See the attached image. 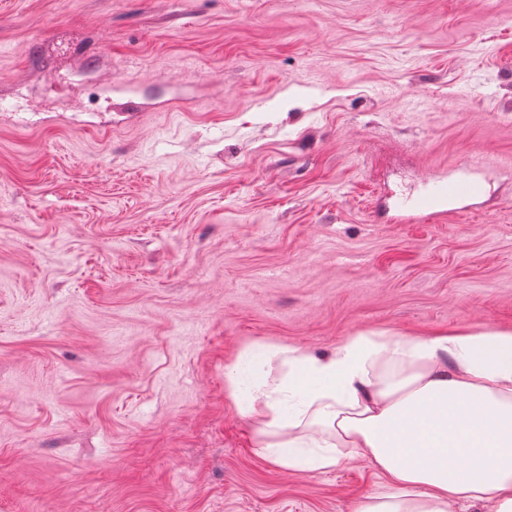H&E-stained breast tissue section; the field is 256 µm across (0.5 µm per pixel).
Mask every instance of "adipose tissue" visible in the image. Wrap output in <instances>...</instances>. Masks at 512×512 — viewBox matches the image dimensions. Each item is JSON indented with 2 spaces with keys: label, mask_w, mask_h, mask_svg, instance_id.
I'll use <instances>...</instances> for the list:
<instances>
[{
  "label": "adipose tissue",
  "mask_w": 512,
  "mask_h": 512,
  "mask_svg": "<svg viewBox=\"0 0 512 512\" xmlns=\"http://www.w3.org/2000/svg\"><path fill=\"white\" fill-rule=\"evenodd\" d=\"M224 391L283 469L365 459L385 490L352 512H512V331L361 334L327 354L254 343Z\"/></svg>",
  "instance_id": "adipose-tissue-1"
}]
</instances>
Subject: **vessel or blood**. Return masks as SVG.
Instances as JSON below:
<instances>
[{"label":"vessel or blood","instance_id":"b4317fda","mask_svg":"<svg viewBox=\"0 0 512 512\" xmlns=\"http://www.w3.org/2000/svg\"><path fill=\"white\" fill-rule=\"evenodd\" d=\"M485 166L482 157L474 156L455 172L434 177L426 190L412 200L411 211L422 219L444 216L448 213L449 203L481 197L486 191V182L481 175Z\"/></svg>","mask_w":512,"mask_h":512}]
</instances>
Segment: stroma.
I'll use <instances>...</instances> for the list:
<instances>
[{"instance_id":"1","label":"stroma","mask_w":512,"mask_h":512,"mask_svg":"<svg viewBox=\"0 0 512 512\" xmlns=\"http://www.w3.org/2000/svg\"><path fill=\"white\" fill-rule=\"evenodd\" d=\"M488 159L475 221L406 187ZM512 331V0H0V512H351L251 342Z\"/></svg>"}]
</instances>
